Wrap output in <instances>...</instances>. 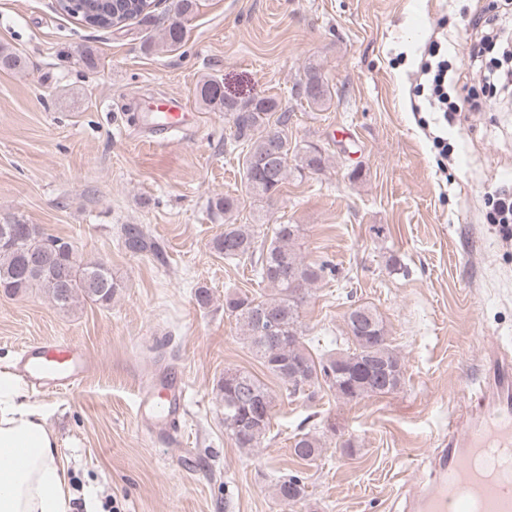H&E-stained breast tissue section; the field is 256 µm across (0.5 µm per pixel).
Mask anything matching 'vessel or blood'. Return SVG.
Instances as JSON below:
<instances>
[{"instance_id": "b4317fda", "label": "vessel or blood", "mask_w": 512, "mask_h": 512, "mask_svg": "<svg viewBox=\"0 0 512 512\" xmlns=\"http://www.w3.org/2000/svg\"><path fill=\"white\" fill-rule=\"evenodd\" d=\"M185 119L182 101L169 97L158 105L153 128L165 137L181 128ZM487 357L485 383L475 404L464 406L450 418L448 438L430 460L431 480L407 496L406 512H512V487L504 488L493 469L474 465L488 447L505 450L512 463V351L492 345ZM91 368V358L77 345L44 341L26 348L18 373L45 393L78 384ZM183 392V381L177 375L164 387H142L141 403L148 410L146 421L151 429L177 437L173 401Z\"/></svg>"}]
</instances>
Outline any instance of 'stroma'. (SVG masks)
Returning <instances> with one entry per match:
<instances>
[{
  "label": "stroma",
  "instance_id": "obj_1",
  "mask_svg": "<svg viewBox=\"0 0 512 512\" xmlns=\"http://www.w3.org/2000/svg\"><path fill=\"white\" fill-rule=\"evenodd\" d=\"M493 0H197L180 45L159 43L171 0L150 20L92 29L54 0H0V45L20 51L23 73L0 71V224H34L107 263L120 289L110 305L59 311L33 289L0 293V373L25 345L65 338L96 364L79 386L28 390L68 461L74 512L87 495L119 512H399L414 475L448 433V418L485 380L491 338L512 346V242L488 223L495 190L512 183V97L494 109L469 77L466 39ZM447 40L454 88L478 109L448 127L453 162L440 174L420 109L424 47ZM333 88L327 109L292 99L306 62ZM275 97L288 106L292 142L319 144L321 173L289 176L256 206L243 184L231 128L197 89ZM180 96L188 120L167 142L146 117ZM240 200L236 221L296 224L305 261L336 274L301 309L311 354L345 336L353 304L380 313L404 360L398 391L346 403L328 388L314 401L278 402L259 448L224 430L217 383L249 372L280 383L243 343L224 297L265 292L250 268L212 247L224 230L210 199ZM124 224L144 225L165 263L127 251ZM211 302L199 306L198 287ZM178 372L186 383L177 440L148 433L139 386ZM313 432L315 461L291 453ZM299 472L305 501L286 505L274 479Z\"/></svg>",
  "mask_w": 512,
  "mask_h": 512
}]
</instances>
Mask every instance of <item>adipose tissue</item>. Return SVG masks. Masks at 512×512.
I'll return each mask as SVG.
<instances>
[{
    "mask_svg": "<svg viewBox=\"0 0 512 512\" xmlns=\"http://www.w3.org/2000/svg\"><path fill=\"white\" fill-rule=\"evenodd\" d=\"M67 463L40 412L0 374V512H73Z\"/></svg>",
    "mask_w": 512,
    "mask_h": 512,
    "instance_id": "adipose-tissue-1",
    "label": "adipose tissue"
}]
</instances>
